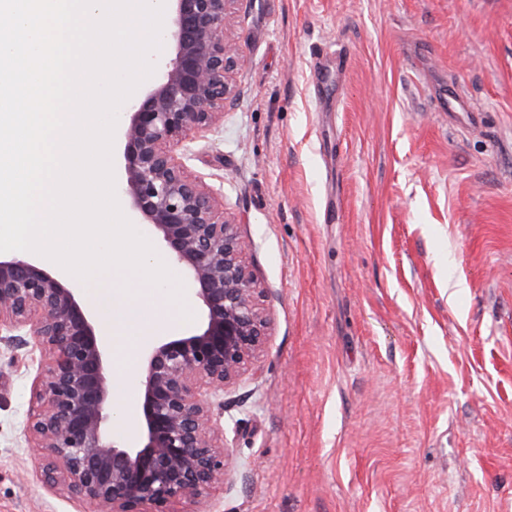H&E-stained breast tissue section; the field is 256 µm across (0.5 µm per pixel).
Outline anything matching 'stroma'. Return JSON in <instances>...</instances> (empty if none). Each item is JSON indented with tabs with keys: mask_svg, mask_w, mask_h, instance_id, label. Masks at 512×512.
Listing matches in <instances>:
<instances>
[{
	"mask_svg": "<svg viewBox=\"0 0 512 512\" xmlns=\"http://www.w3.org/2000/svg\"><path fill=\"white\" fill-rule=\"evenodd\" d=\"M235 36L187 165L272 325L211 512H512V0H253ZM40 360L0 343V512H94L26 446Z\"/></svg>",
	"mask_w": 512,
	"mask_h": 512,
	"instance_id": "stroma-1",
	"label": "stroma"
}]
</instances>
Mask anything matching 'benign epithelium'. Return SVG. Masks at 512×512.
<instances>
[{
    "label": "benign epithelium",
    "mask_w": 512,
    "mask_h": 512,
    "mask_svg": "<svg viewBox=\"0 0 512 512\" xmlns=\"http://www.w3.org/2000/svg\"><path fill=\"white\" fill-rule=\"evenodd\" d=\"M252 2L165 0L169 55L118 132L121 192L186 269L205 315L201 330L161 338L146 353L142 446L112 436V350L80 289L35 255L0 253V334L13 348L31 336L42 352L26 422L42 480L103 512H203L212 492L232 485V451L214 411L263 352L268 314L250 240L224 194L184 159L238 97L245 56L232 28Z\"/></svg>",
    "instance_id": "obj_1"
}]
</instances>
